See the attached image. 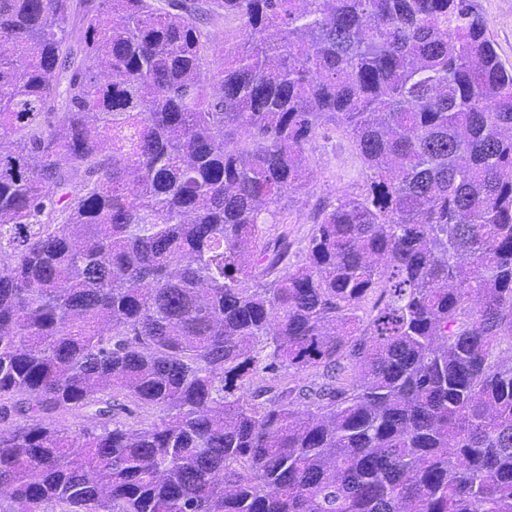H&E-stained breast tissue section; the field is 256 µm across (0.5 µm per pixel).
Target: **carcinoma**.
<instances>
[{"label": "carcinoma", "instance_id": "obj_1", "mask_svg": "<svg viewBox=\"0 0 512 512\" xmlns=\"http://www.w3.org/2000/svg\"><path fill=\"white\" fill-rule=\"evenodd\" d=\"M329 125L365 189L293 263ZM2 140L0 512H512V65L475 0H0Z\"/></svg>", "mask_w": 512, "mask_h": 512}]
</instances>
